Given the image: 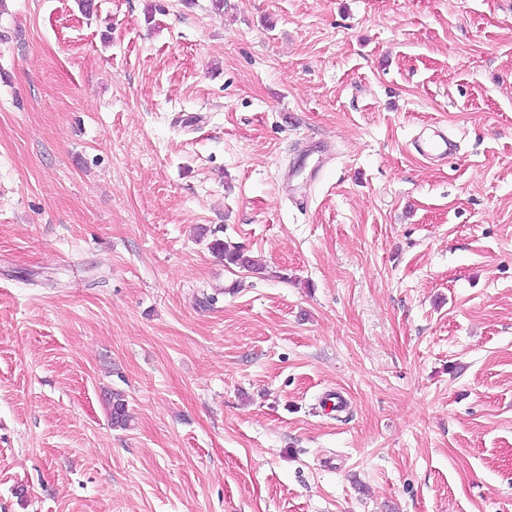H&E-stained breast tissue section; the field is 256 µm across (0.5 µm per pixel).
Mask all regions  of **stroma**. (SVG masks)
<instances>
[{
	"mask_svg": "<svg viewBox=\"0 0 512 512\" xmlns=\"http://www.w3.org/2000/svg\"><path fill=\"white\" fill-rule=\"evenodd\" d=\"M0 512H512V0H5ZM422 155L428 157L448 158L455 151V145L448 140L446 134H437L422 142L417 149ZM213 253L225 261L227 265L237 266L243 269H254V260L238 247H231L221 239H214L210 243ZM107 406L113 428L125 429L132 420V415L124 395L120 392L107 393ZM106 395V396H107Z\"/></svg>",
	"mask_w": 512,
	"mask_h": 512,
	"instance_id": "stroma-1",
	"label": "stroma"
}]
</instances>
